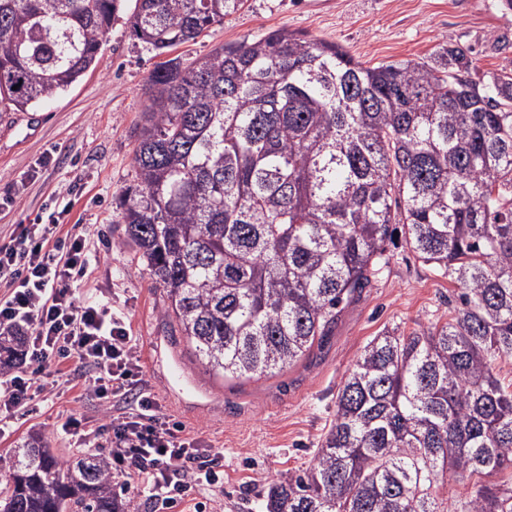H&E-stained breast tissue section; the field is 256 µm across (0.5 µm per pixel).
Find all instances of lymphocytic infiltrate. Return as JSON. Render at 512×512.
I'll return each instance as SVG.
<instances>
[{"instance_id":"1","label":"lymphocytic infiltrate","mask_w":512,"mask_h":512,"mask_svg":"<svg viewBox=\"0 0 512 512\" xmlns=\"http://www.w3.org/2000/svg\"><path fill=\"white\" fill-rule=\"evenodd\" d=\"M87 239L58 224H26L0 244V335L24 339L31 362L76 359L86 391L114 408L141 374L125 320L99 302L76 295L89 266ZM45 384L0 368V414L27 413ZM110 469L134 472V495L177 505L187 485L214 492L224 484L220 458L181 436L163 419L154 394L140 389L134 408L111 418Z\"/></svg>"}]
</instances>
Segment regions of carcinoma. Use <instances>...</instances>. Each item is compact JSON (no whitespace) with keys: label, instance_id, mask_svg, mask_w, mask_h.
I'll return each mask as SVG.
<instances>
[{"label":"carcinoma","instance_id":"cac0c4a2","mask_svg":"<svg viewBox=\"0 0 512 512\" xmlns=\"http://www.w3.org/2000/svg\"><path fill=\"white\" fill-rule=\"evenodd\" d=\"M245 0H135L130 36L163 54ZM120 0H0V107L25 111L96 63ZM473 50L366 66L273 31L147 81L127 233L163 317L224 381L271 377L331 335L406 247L454 282L441 325L370 340L310 468L265 512H512V75L471 78ZM0 512H125L99 456L15 450ZM477 477L456 505L433 488Z\"/></svg>","mask_w":512,"mask_h":512}]
</instances>
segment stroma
<instances>
[{"instance_id": "obj_1", "label": "stroma", "mask_w": 512, "mask_h": 512, "mask_svg": "<svg viewBox=\"0 0 512 512\" xmlns=\"http://www.w3.org/2000/svg\"><path fill=\"white\" fill-rule=\"evenodd\" d=\"M502 0H246L174 54L190 65L214 48L284 30L345 46L369 65L427 56L449 43L474 50L475 80L512 71V10ZM134 0H123L103 38L98 61L67 92L26 112H0V234L48 223L64 205L96 251L82 283L89 295L122 314L136 339L142 380L161 412L186 436L224 459V491L199 488L184 501L208 512H262L269 484L302 473L325 440L336 395L363 346L391 329L409 334L448 319L458 287L406 248L390 247L382 273L364 288L336 330L301 365L281 375L227 383L215 379L162 316L166 296L129 241L116 202L136 180L137 128L145 85L159 63L130 38ZM99 422L98 404L82 387L42 394L0 434V457L39 437L62 459L87 448L60 432L72 412Z\"/></svg>"}]
</instances>
